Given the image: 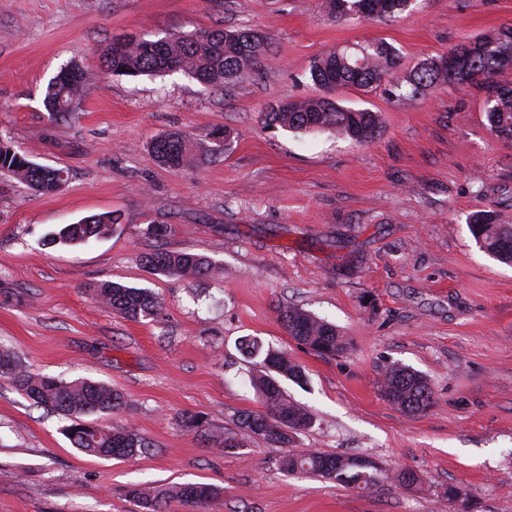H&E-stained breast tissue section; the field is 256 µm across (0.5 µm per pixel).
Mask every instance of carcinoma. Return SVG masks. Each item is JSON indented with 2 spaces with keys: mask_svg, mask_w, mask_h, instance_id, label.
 I'll return each mask as SVG.
<instances>
[{
  "mask_svg": "<svg viewBox=\"0 0 512 512\" xmlns=\"http://www.w3.org/2000/svg\"><path fill=\"white\" fill-rule=\"evenodd\" d=\"M413 0H323V9L338 21L368 19L389 22L413 10ZM456 72L448 77L443 58L428 59L404 78L395 76L397 55L384 41L368 42L353 48L334 50L313 61L309 73L322 94L297 101H282L267 113L271 125L297 132L329 131L359 143L377 138L380 115L368 108L352 109L339 105L337 89L353 86L367 90L384 83L398 96L416 98L441 82L469 84L482 82L486 91L484 112L497 136L512 139V86L493 80L504 69L502 60L512 59V27L494 36L478 38L452 51ZM269 59V45L264 35L252 30L200 31L171 38L164 45L138 39L115 42L100 53L102 72L127 77L167 76L183 72L199 83L219 88L235 85L262 69ZM91 81V73L76 63L62 68L46 88L43 105L49 115L66 119L81 109L82 89ZM152 153L159 164L183 167L204 154L203 145L181 130L166 132L152 143ZM0 172H7L40 195L62 191L66 180L61 168L31 161L11 144L0 140ZM119 223L114 213L84 218L67 224L53 235L52 241L80 244L105 234L109 225ZM470 231L480 248L504 264H512V224H496L488 215L478 214ZM148 267L172 276L209 277L220 267L209 257L186 251L156 249L145 255ZM96 297L113 312L132 319L160 315L161 303L151 291L134 286L104 282L97 286ZM288 334L321 356H332L345 347L336 326L301 308L288 306L281 312ZM245 355L259 360L260 370L252 385L265 412H244L238 428L245 438L261 435L277 448H286L293 435L310 428L313 413L294 402L281 388L278 378L294 382L304 377L301 367L283 353L266 349L256 340L244 347ZM8 377L15 387L35 404L69 419L67 436L71 443L88 455L103 458L135 456L150 444L132 429L93 426L86 418L122 408L123 396L111 387L92 381L66 383L35 374L8 350H0V376ZM382 392L385 399L406 413L422 412L434 404V393L426 379L417 372L392 365L384 373ZM279 469L288 475H312L335 481L352 489L369 490L384 480L377 467L360 465L352 456L318 452L287 451L278 459ZM128 498L141 512H167L177 501L196 512H208L220 497L211 484H183L170 488L134 486Z\"/></svg>",
  "mask_w": 512,
  "mask_h": 512,
  "instance_id": "obj_1",
  "label": "carcinoma"
}]
</instances>
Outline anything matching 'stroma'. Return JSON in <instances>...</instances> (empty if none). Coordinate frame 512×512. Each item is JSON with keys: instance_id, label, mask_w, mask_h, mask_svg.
<instances>
[{"instance_id": "obj_1", "label": "stroma", "mask_w": 512, "mask_h": 512, "mask_svg": "<svg viewBox=\"0 0 512 512\" xmlns=\"http://www.w3.org/2000/svg\"><path fill=\"white\" fill-rule=\"evenodd\" d=\"M321 0H0V139L67 171L62 192L36 194L0 173V348L31 371L120 391L124 407L94 417L150 444L125 459L75 448L67 419L0 376V512H138L133 486L207 483L213 512H512V265L486 254L469 224H512V140L486 119L480 83H447L415 99L384 89L336 91L379 112L367 144L266 124L272 105L316 95L311 63L382 40L399 72L512 25V0H417L387 23L339 21ZM250 28L272 44L255 76L222 89L178 73L99 76L96 51L127 37L158 40ZM93 72L82 110L52 120L48 82L70 62ZM189 132L216 159L168 169L152 142ZM119 222L86 244L46 236L84 217ZM164 224V237L148 236ZM157 248L200 253L205 278L147 269ZM152 290L158 318L133 320L97 302L93 285ZM299 306L336 324L345 351L322 357L279 320ZM247 339L288 353L284 381L315 416L296 450L372 461L371 492L281 472L262 437L236 448L244 411H261ZM421 373L425 412L383 396L391 365ZM207 420L205 435L185 416ZM409 469L419 485L392 482ZM460 495L448 498V487Z\"/></svg>"}]
</instances>
